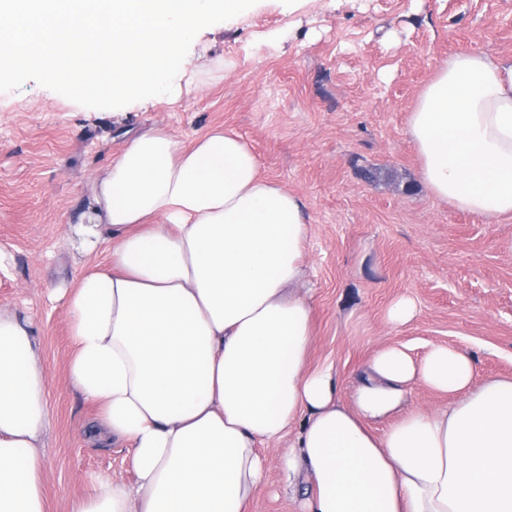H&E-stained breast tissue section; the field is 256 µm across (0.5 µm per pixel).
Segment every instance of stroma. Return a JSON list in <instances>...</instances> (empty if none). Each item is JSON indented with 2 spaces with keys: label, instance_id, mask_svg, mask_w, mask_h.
<instances>
[{
  "label": "stroma",
  "instance_id": "stroma-1",
  "mask_svg": "<svg viewBox=\"0 0 512 512\" xmlns=\"http://www.w3.org/2000/svg\"><path fill=\"white\" fill-rule=\"evenodd\" d=\"M459 53L511 62L512 0H256L198 32L171 94L94 109L32 80L0 93V308L35 321L49 377L46 512H71L98 475L133 478L69 381L68 316L48 294L102 262L74 253L69 228L97 172L153 128L187 144L236 132L263 176L306 200L308 365H333L341 390L388 346L419 360L442 344L470 353L478 377H512V215L490 223L433 198L405 134ZM402 296L416 313L388 325ZM263 453L247 512H302L312 482L289 488L279 449Z\"/></svg>",
  "mask_w": 512,
  "mask_h": 512
}]
</instances>
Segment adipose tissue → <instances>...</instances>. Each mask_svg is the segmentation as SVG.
I'll return each mask as SVG.
<instances>
[{
  "label": "adipose tissue",
  "instance_id": "1",
  "mask_svg": "<svg viewBox=\"0 0 512 512\" xmlns=\"http://www.w3.org/2000/svg\"><path fill=\"white\" fill-rule=\"evenodd\" d=\"M406 134L433 197L489 222L512 214V63L450 57ZM308 233L304 200L262 178L236 133L186 145L153 129L103 169L70 242L108 260L57 296L69 378L130 448L135 479L97 477L72 512H245L260 446L289 432L280 462L313 482L305 512H512V378H477L472 355L440 345L419 363L380 350L346 399L332 366L308 369ZM35 332L0 309V512H45ZM417 388L450 400L408 409Z\"/></svg>",
  "mask_w": 512,
  "mask_h": 512
}]
</instances>
